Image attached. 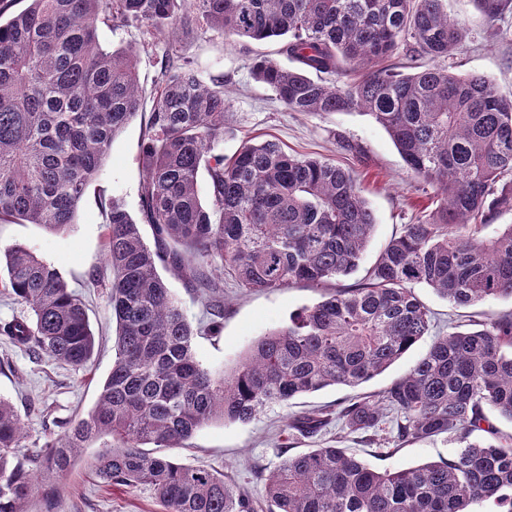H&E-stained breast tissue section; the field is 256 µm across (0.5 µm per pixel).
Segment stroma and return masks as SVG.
Wrapping results in <instances>:
<instances>
[{
  "label": "stroma",
  "instance_id": "35a3bbf8",
  "mask_svg": "<svg viewBox=\"0 0 512 512\" xmlns=\"http://www.w3.org/2000/svg\"><path fill=\"white\" fill-rule=\"evenodd\" d=\"M445 7L449 17L463 25L467 33L462 48L451 60L453 71L488 76L500 93L511 95L512 15L489 20L474 0H445ZM100 42L108 50L132 47L138 59L140 83L144 91H152L166 38L158 35L143 39L133 27L104 28ZM181 45L203 80L223 79L231 92L229 118L219 143L224 155L234 154L247 141L272 140L291 154L327 160L352 172L376 218L362 269L373 265L403 225L423 215L429 203L423 180L409 171L388 133L371 116L358 111L291 112L268 87L254 79L253 56H276V42L228 36L195 23L182 35ZM145 122L144 113L137 115L115 137L69 231L53 233L37 224L0 223V248L19 246L54 266L85 303L96 337L92 358L76 368L43 353L22 351L0 335V397L25 414L28 451L38 450L56 437L59 422L85 415L112 368L116 322L108 305L110 272L105 263L100 202L119 199L131 215H138ZM358 280L354 274L332 286L297 283L278 290L250 291L225 278L223 328L219 334L196 337V354L205 366L231 373L265 334L286 326L291 316L320 301L333 287L348 288ZM415 292L431 312L433 335L457 323L483 321L492 311H512L508 299L457 307L430 288L419 286ZM430 343V337L423 338L389 369L361 385L330 386L299 395L266 407L246 424L215 422L204 426L185 447L172 449L171 454L181 463L223 472L225 479L244 487L254 500H262L259 473L273 471L284 458L319 447L321 441L336 435L332 428L319 440L292 435L286 428L290 418L318 409L335 412L345 401L380 394L406 374ZM341 445L379 471L445 460L455 451L454 443L445 438L408 442L396 448L384 429L377 430L372 438L364 433L347 435ZM100 447V442H93L66 475L39 479L37 490L23 505L24 512H164L147 489L116 490L96 478L91 463Z\"/></svg>",
  "mask_w": 512,
  "mask_h": 512
}]
</instances>
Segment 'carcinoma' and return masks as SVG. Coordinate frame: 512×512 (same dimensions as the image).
<instances>
[{"instance_id":"cac0c4a2","label":"carcinoma","mask_w":512,"mask_h":512,"mask_svg":"<svg viewBox=\"0 0 512 512\" xmlns=\"http://www.w3.org/2000/svg\"><path fill=\"white\" fill-rule=\"evenodd\" d=\"M0 0V222L63 232L142 106L132 51H107L102 27H135L168 44L161 56L142 144L141 213L155 247L123 204L102 205L109 305L117 323L112 369L87 414L23 453L25 420L0 398V512H22L38 474H67L75 454L102 436L93 463L112 487L144 486L166 512H257L244 489L211 467L174 460L215 420L246 423L264 408L328 386L380 375L429 335L423 285L455 306L512 299V98L484 75L446 65L466 31L445 0ZM497 20L512 0H474ZM193 22L226 35L278 40L293 66L267 55L253 77L291 112L360 110L389 134L407 167L434 188L435 207L393 237L363 280L326 294L261 338L230 375L204 366L194 337L219 333L224 283L276 290L325 285L359 267L376 221L352 176L267 141L231 158L217 148L230 108L224 80L205 83L180 46ZM412 72L384 61L400 44ZM363 74L344 80L349 72ZM206 170L209 202L199 196ZM162 262L204 298L209 320L192 324L157 271ZM0 293L29 315L0 324L17 347L79 367L96 347L81 299L61 274L22 247L0 252ZM512 421V312L437 336L379 399L338 412L353 434L396 414L397 445L448 436L446 463L378 471L325 445L288 457L264 479L265 512H512V435L485 408ZM317 410L288 430L315 437L330 425ZM488 434L472 442L475 432Z\"/></svg>"}]
</instances>
